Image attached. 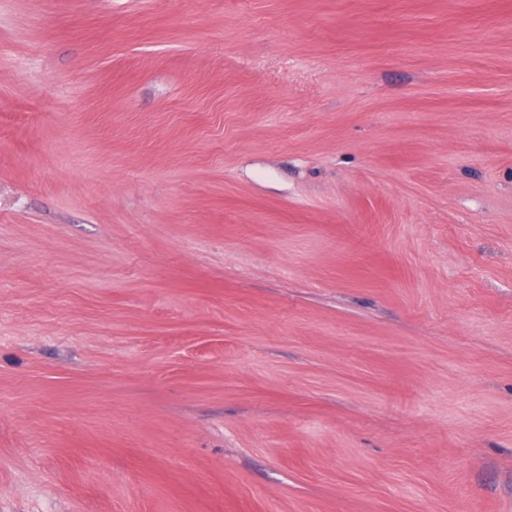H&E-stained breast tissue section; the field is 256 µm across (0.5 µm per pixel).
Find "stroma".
Returning <instances> with one entry per match:
<instances>
[{
	"label": "stroma",
	"mask_w": 512,
	"mask_h": 512,
	"mask_svg": "<svg viewBox=\"0 0 512 512\" xmlns=\"http://www.w3.org/2000/svg\"><path fill=\"white\" fill-rule=\"evenodd\" d=\"M0 512H512V0H0Z\"/></svg>",
	"instance_id": "1"
}]
</instances>
